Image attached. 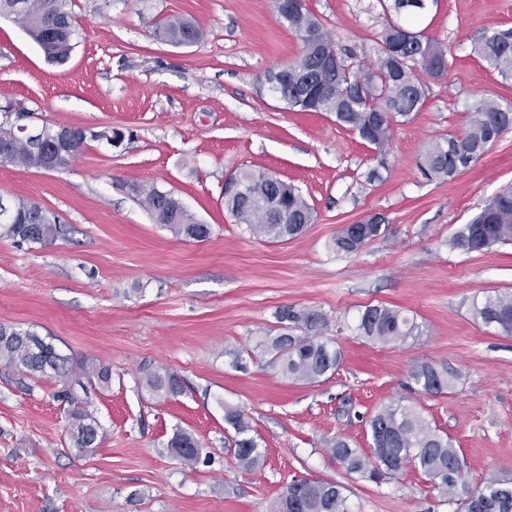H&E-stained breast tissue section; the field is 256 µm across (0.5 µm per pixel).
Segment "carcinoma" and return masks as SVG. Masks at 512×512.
Segmentation results:
<instances>
[{"label": "carcinoma", "mask_w": 512, "mask_h": 512, "mask_svg": "<svg viewBox=\"0 0 512 512\" xmlns=\"http://www.w3.org/2000/svg\"><path fill=\"white\" fill-rule=\"evenodd\" d=\"M393 10L416 15L425 8L423 0H393ZM0 16L13 19L34 39L45 57L54 63H66L74 49L77 29L69 9V0H0ZM288 25L301 43L298 57L286 65L288 79L278 71L266 74V81L286 108L296 112H326L336 125L352 131L378 153V167L368 179L379 177V169L387 168L386 146L392 126L408 119L421 109L425 89L419 72L439 77L448 72L447 52L424 30L408 22L386 21L379 39L376 61L364 69H353L342 57L336 68L327 71L322 61L337 53L336 43L322 24L304 6L288 17ZM157 35L167 42L190 45L200 36L197 25L185 18L156 23ZM476 54L504 79L512 78V29H490L475 46ZM47 136L32 139L18 131L15 123L0 113V147L8 151L5 161L20 163L31 169L52 170L66 167L82 150L86 140L105 139L112 143L122 139L113 130L86 135L81 128L71 129L72 141L60 151L53 142L56 128L44 125ZM512 130V103L500 104L495 99H482L474 105V115L462 135H448L431 142L424 150L419 170L428 180L444 182L478 160L505 132ZM248 189V198L224 200V206L240 224L248 226L260 238L281 239L300 235L307 225L315 223L316 214L303 195L292 185L265 172L239 174ZM141 204L152 220L177 235L204 241L210 226L199 223L186 207L177 204L171 191L154 185L135 189ZM10 218L0 219V238L23 244H46L63 233L55 216L39 203L17 199ZM282 212L288 222H282ZM385 230V219L377 216L367 225L364 236L354 237L343 228L333 241L338 253L351 254ZM499 244H512V190L493 196L468 223L454 233L449 245L468 252H482ZM474 318L498 327L512 335V294L488 297L471 303ZM278 334L261 340L257 347L271 355V363L283 377L293 382L315 383L336 371L342 358L332 341L318 336L325 325L317 310L283 307L276 313ZM297 329L306 334H293ZM367 340L389 344L404 341L419 331L416 321L404 311L383 305L368 306L355 327ZM0 367L34 377H49L62 389L56 398L68 404L69 432L73 445L91 448L98 437V424L88 402L74 397L68 389L76 372H81L92 387L109 386L112 373L106 366L61 353L47 339L30 329L0 324ZM414 384L427 394H439L449 385L446 369L424 362L409 373ZM146 386L160 398L182 393L180 381L168 372L147 370ZM224 418L233 428L234 456L240 468L254 472L263 464V455L255 439L248 435L249 423L241 410L224 407ZM373 459L365 458L341 438L330 442L329 452L345 466L373 481L394 476L412 462L435 482L442 492L456 489L462 482L463 464L448 438L433 430L416 406L399 400L380 409L370 420ZM167 448L189 468L199 463L202 448L188 432L178 430ZM300 490L290 483L269 507V512H345L342 487L334 482L299 480ZM457 512H512V479L492 476L475 490L463 488L457 499Z\"/></svg>", "instance_id": "1"}]
</instances>
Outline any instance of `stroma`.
<instances>
[{"label":"stroma","instance_id":"35a3bbf8","mask_svg":"<svg viewBox=\"0 0 512 512\" xmlns=\"http://www.w3.org/2000/svg\"><path fill=\"white\" fill-rule=\"evenodd\" d=\"M350 66L378 54L379 0H304ZM78 34L69 61L48 63L13 20L0 18V106L86 131L120 129L121 147L87 140L56 171L0 163V195L34 200L65 233L45 244L0 239V324L54 338L65 353L108 367L88 390L94 448H74L57 383L0 369V512H267L295 478L337 483L347 512H455L421 470L376 483L348 473L328 445L371 455L369 419L407 398L447 436L470 486L512 478V335L473 318V299L512 293V244L483 252L449 239L512 185V132L447 182L418 168L428 143L464 133L483 98L512 103L473 51L484 29L512 28V0H429L416 21L448 50V74L421 75L419 112L394 124L388 170L322 112L285 109L268 71L301 44L275 0H71ZM193 19L201 37L177 46L158 21ZM262 170L295 185L317 220L298 237L254 236L224 206V179ZM135 184L172 191L211 235L195 241L154 224ZM380 213L386 230L336 253L346 225ZM403 309L422 335L382 345L357 335L366 307ZM284 306L319 311L342 351L313 384L284 379L259 337L278 333ZM448 369L439 394L410 391L411 368ZM177 375L184 394L159 400L144 369ZM242 410L265 456L246 473L228 445L225 406ZM192 433L207 462L184 466L167 443Z\"/></svg>","mask_w":512,"mask_h":512}]
</instances>
